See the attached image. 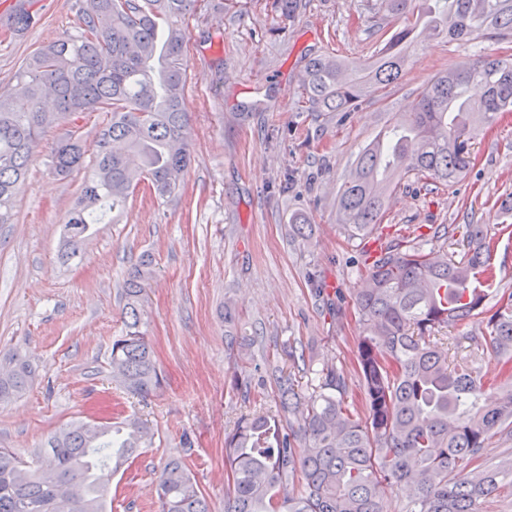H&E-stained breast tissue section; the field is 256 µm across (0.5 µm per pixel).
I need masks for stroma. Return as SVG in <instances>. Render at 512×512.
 <instances>
[{"instance_id":"1","label":"stroma","mask_w":512,"mask_h":512,"mask_svg":"<svg viewBox=\"0 0 512 512\" xmlns=\"http://www.w3.org/2000/svg\"><path fill=\"white\" fill-rule=\"evenodd\" d=\"M85 2L38 0L39 24L21 37L0 32V91L33 50L77 34ZM409 21L379 11L377 0H300L291 18L273 0H200L188 20L192 164L180 196L161 203L137 188L119 223L95 225L65 265L62 229L84 175L54 174L50 154L65 130L47 129L16 221L0 225V358L20 355L36 370L22 395L0 403V448L31 457L51 432L117 407L147 422L154 439L115 477L113 512H157L156 481L172 456L186 459L213 512H224L225 436L241 416L278 408L268 365L304 400L325 366L340 373L345 399L360 395L365 330L353 302L366 254L405 239L458 257L464 225L483 224L496 241L493 289L512 291V239L499 232V204L512 193V114L474 140L456 183L400 181L379 228L361 239L338 222V189L358 153L409 112L432 77L462 57H512V41L494 34L435 38L419 43L399 80L366 85L347 111L311 107L302 86L310 56L370 61ZM143 256L155 269L146 332L163 378L145 398L125 392L109 365L124 328L119 288ZM478 332L467 322L434 333L430 345L473 356L468 337ZM473 358L478 373L497 376L496 360ZM237 375L255 382L250 395L234 390Z\"/></svg>"}]
</instances>
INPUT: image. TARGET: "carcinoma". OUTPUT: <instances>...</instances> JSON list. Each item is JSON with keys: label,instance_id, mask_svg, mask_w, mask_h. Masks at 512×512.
Returning a JSON list of instances; mask_svg holds the SVG:
<instances>
[{"label": "carcinoma", "instance_id": "cac0c4a2", "mask_svg": "<svg viewBox=\"0 0 512 512\" xmlns=\"http://www.w3.org/2000/svg\"><path fill=\"white\" fill-rule=\"evenodd\" d=\"M199 0H93L84 28L29 54L15 84L0 92V224H12L15 199L32 164L33 146L46 130L70 124L83 112H107L95 153L67 131L52 148L51 168L66 178L87 170L81 195L63 226L59 258L76 257L95 224H115L134 189L147 185L162 202L179 196L191 162L185 17ZM417 0H380L392 15ZM37 0H14L6 27L22 34L38 20ZM471 42L493 31L512 36V0H433L423 21L392 33L374 61L350 64L334 55L308 60L303 87L308 101L341 112L364 84H392L401 76L423 31ZM27 106L18 110L13 101ZM512 112V60L485 58L464 69L436 74L408 117L356 159L338 195L339 221L350 238L381 223L396 188L394 177L449 184L471 163L478 128ZM456 261L441 249L401 242L364 261V282L354 300L365 328L357 346L362 409H351L334 368L318 371L310 405L299 409L282 370L279 411L238 419L224 438L228 470L224 512H381L388 491L403 492L410 512H479L481 500L512 485V460L496 468L478 464L494 435L512 426V387L498 388L463 358L455 364L432 350L431 335L465 322L485 325L470 337L474 350L498 361L512 378V292L495 310L474 283L495 280L493 238L482 224H467ZM154 270L141 258L120 296L124 330L112 340V376L141 396L161 386L152 345L143 327L146 291ZM452 299V306L442 299ZM32 370L14 354L0 372V401L22 393ZM153 433L139 418L72 422L50 434L32 464L0 448V512H108V486ZM302 481L303 491L288 486ZM158 512H211L209 501L181 457L168 460L157 480Z\"/></svg>", "mask_w": 512, "mask_h": 512}]
</instances>
